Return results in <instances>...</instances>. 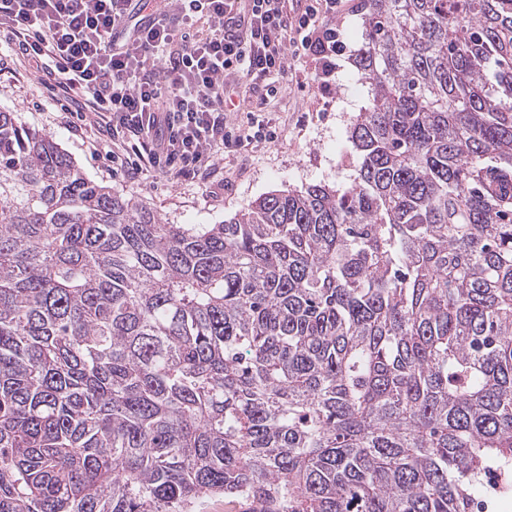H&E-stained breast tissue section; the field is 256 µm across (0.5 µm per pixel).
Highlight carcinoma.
Masks as SVG:
<instances>
[{"mask_svg": "<svg viewBox=\"0 0 512 512\" xmlns=\"http://www.w3.org/2000/svg\"><path fill=\"white\" fill-rule=\"evenodd\" d=\"M356 175L168 224L0 108V512L512 494V0H360Z\"/></svg>", "mask_w": 512, "mask_h": 512, "instance_id": "carcinoma-1", "label": "carcinoma"}]
</instances>
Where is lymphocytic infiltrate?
I'll list each match as a JSON object with an SVG mask.
<instances>
[{"instance_id":"lymphocytic-infiltrate-1","label":"lymphocytic infiltrate","mask_w":512,"mask_h":512,"mask_svg":"<svg viewBox=\"0 0 512 512\" xmlns=\"http://www.w3.org/2000/svg\"><path fill=\"white\" fill-rule=\"evenodd\" d=\"M0 0V39L38 83L66 103L70 126L105 132L128 177L143 168L183 176L212 167L217 149L276 136L263 113L289 56L315 63L330 87L345 44L338 0ZM256 95L246 124L233 122L228 90Z\"/></svg>"}]
</instances>
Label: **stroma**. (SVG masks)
<instances>
[{
	"mask_svg": "<svg viewBox=\"0 0 512 512\" xmlns=\"http://www.w3.org/2000/svg\"><path fill=\"white\" fill-rule=\"evenodd\" d=\"M357 2L342 0L336 16L347 51L336 59L329 94L315 92L314 64L309 58L293 59L282 92L266 105L276 120V139L245 150L220 149L206 179L166 178L151 172L130 179L107 157L92 154L96 130L78 134L65 124L59 102L37 83L25 62H14L12 70L0 72V108L16 112L23 124L51 135L89 178L143 201L171 224H218L273 190L319 182L344 189L355 176L349 127L371 100L370 85L355 64L361 47Z\"/></svg>",
	"mask_w": 512,
	"mask_h": 512,
	"instance_id": "obj_1",
	"label": "stroma"
}]
</instances>
